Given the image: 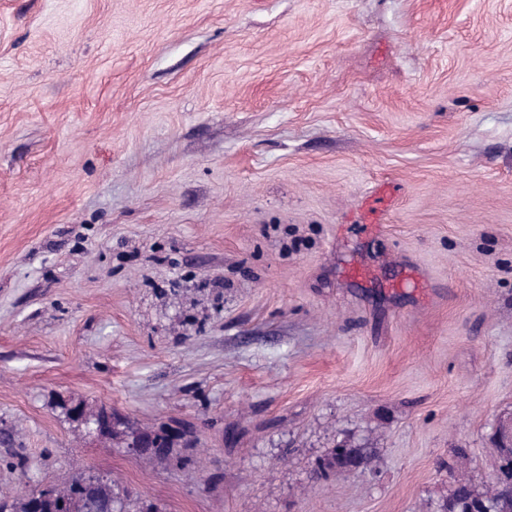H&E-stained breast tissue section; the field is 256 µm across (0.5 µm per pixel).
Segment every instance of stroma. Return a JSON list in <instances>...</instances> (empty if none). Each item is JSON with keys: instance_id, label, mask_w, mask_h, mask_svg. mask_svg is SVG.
Here are the masks:
<instances>
[{"instance_id": "1", "label": "stroma", "mask_w": 512, "mask_h": 512, "mask_svg": "<svg viewBox=\"0 0 512 512\" xmlns=\"http://www.w3.org/2000/svg\"><path fill=\"white\" fill-rule=\"evenodd\" d=\"M510 419L512 0H0V493L436 512ZM396 198L394 186L389 183L379 185L364 199L363 219L374 218V222L380 224L384 216L390 211ZM112 415V416H111ZM106 422L112 428L101 434V438L112 439L117 443L132 448V445L142 444L139 448V455L151 462L165 463L171 460L174 448L183 445L189 448L194 442L193 431L189 428H182L173 433V429L160 426L157 429L141 427L136 421L122 416L116 411H107V416L100 419L93 426V431L99 434ZM134 450V448H132ZM357 459L361 462L362 471L369 470L375 459V448H367L346 442L342 448H332L325 458L319 459L316 463L314 473L317 477L326 475L327 470H335L337 473H350L346 460ZM114 487L108 479L92 482V475L73 478L63 487L42 486L38 490L39 512H84L83 498L89 495L117 503L119 510L116 512H160L153 502L128 491L117 492Z\"/></svg>"}]
</instances>
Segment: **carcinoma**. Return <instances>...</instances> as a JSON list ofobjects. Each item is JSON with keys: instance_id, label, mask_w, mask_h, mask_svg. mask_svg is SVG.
I'll use <instances>...</instances> for the list:
<instances>
[{"instance_id": "1", "label": "carcinoma", "mask_w": 512, "mask_h": 512, "mask_svg": "<svg viewBox=\"0 0 512 512\" xmlns=\"http://www.w3.org/2000/svg\"><path fill=\"white\" fill-rule=\"evenodd\" d=\"M130 448L141 445L139 455L151 462L171 460L174 448H186L194 442L193 431L182 428L177 432L161 426L149 429L136 421L112 412V428L101 434ZM498 472L489 484L478 487L469 480L457 482L451 493L438 505L437 512H512V442L504 433H498ZM357 459L362 469L369 470L375 459V449L347 442L343 447L331 449L325 458L318 460L314 473L321 477L329 470L349 472L347 461ZM95 496L119 505L118 512H159L157 506L127 491H115V484L108 479L92 480V476H79L63 487L43 486L39 490L40 512H83V498ZM32 500L25 494L12 499L0 497V512H31Z\"/></svg>"}]
</instances>
